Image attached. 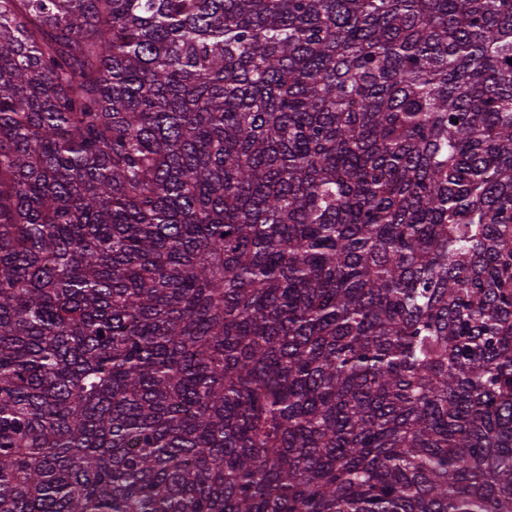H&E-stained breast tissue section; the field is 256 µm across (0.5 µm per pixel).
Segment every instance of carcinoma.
I'll use <instances>...</instances> for the list:
<instances>
[{
	"mask_svg": "<svg viewBox=\"0 0 512 512\" xmlns=\"http://www.w3.org/2000/svg\"><path fill=\"white\" fill-rule=\"evenodd\" d=\"M512 0H0V512H512Z\"/></svg>",
	"mask_w": 512,
	"mask_h": 512,
	"instance_id": "cac0c4a2",
	"label": "carcinoma"
}]
</instances>
